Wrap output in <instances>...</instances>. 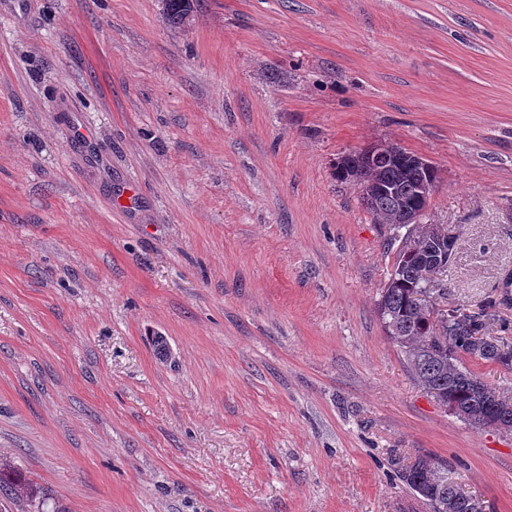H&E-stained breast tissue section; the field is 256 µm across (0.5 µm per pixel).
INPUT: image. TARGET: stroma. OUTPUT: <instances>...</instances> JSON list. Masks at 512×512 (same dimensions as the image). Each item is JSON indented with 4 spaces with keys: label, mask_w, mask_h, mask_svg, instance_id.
I'll return each mask as SVG.
<instances>
[{
    "label": "stroma",
    "mask_w": 512,
    "mask_h": 512,
    "mask_svg": "<svg viewBox=\"0 0 512 512\" xmlns=\"http://www.w3.org/2000/svg\"><path fill=\"white\" fill-rule=\"evenodd\" d=\"M374 142L438 170L433 304L500 294L512 0H0V457L68 512H426L429 452L512 512V432L375 312L389 231L334 176Z\"/></svg>",
    "instance_id": "35a3bbf8"
}]
</instances>
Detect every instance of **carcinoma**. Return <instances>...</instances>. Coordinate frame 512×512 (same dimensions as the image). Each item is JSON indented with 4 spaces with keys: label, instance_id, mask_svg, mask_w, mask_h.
Here are the masks:
<instances>
[{
    "label": "carcinoma",
    "instance_id": "carcinoma-1",
    "mask_svg": "<svg viewBox=\"0 0 512 512\" xmlns=\"http://www.w3.org/2000/svg\"><path fill=\"white\" fill-rule=\"evenodd\" d=\"M164 2L172 24L189 21L194 0ZM337 178L358 188L360 202L375 223L388 226L386 246H397L375 310L385 334L404 354L413 380L440 406H462L469 415L467 424L473 427H493L497 419L512 417V401L495 403L487 399L482 392L486 383L464 363L470 358L512 369V349L504 351L498 341L479 336L483 327L498 317L499 306L509 295L488 298L475 314L461 304L420 309L412 299L422 284L423 262L448 257L447 245L414 241L410 225L402 223V208L419 205L417 191L422 174L404 164L368 167L352 157L346 173ZM397 479L429 512H441L450 502L456 504V512H469L471 496L461 490L444 459L418 454L399 467ZM0 492L11 497L23 512H65L45 488L3 462Z\"/></svg>",
    "mask_w": 512,
    "mask_h": 512
}]
</instances>
